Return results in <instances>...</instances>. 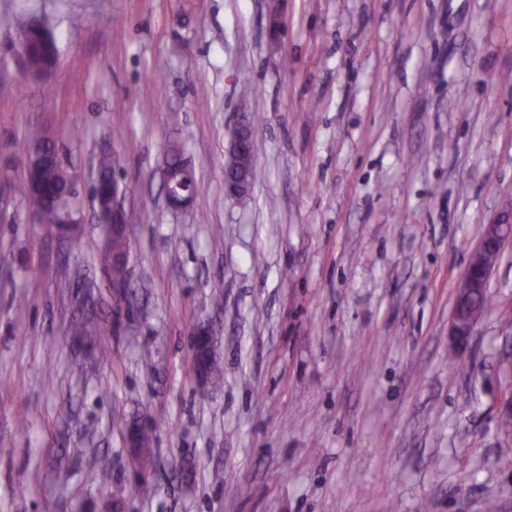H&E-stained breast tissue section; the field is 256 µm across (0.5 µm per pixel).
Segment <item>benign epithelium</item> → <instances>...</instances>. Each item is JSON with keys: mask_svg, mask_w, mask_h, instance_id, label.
Listing matches in <instances>:
<instances>
[{"mask_svg": "<svg viewBox=\"0 0 512 512\" xmlns=\"http://www.w3.org/2000/svg\"><path fill=\"white\" fill-rule=\"evenodd\" d=\"M253 130L242 122L231 127L230 139L224 160V196L239 199L248 194L250 187L230 165L244 150L253 148ZM163 190L167 201L174 207L189 204L195 191L186 187L181 173L169 166L162 172ZM101 224H112L130 236V225L124 206V195L117 178H112V206H96ZM512 240V200L508 201L488 224L484 225L477 245L470 254L468 266L456 288L455 303L448 328V340L452 348H467L475 326L482 320L487 307L482 297L488 290L490 275L495 267L494 255H499L506 242ZM193 361L198 375L209 378L210 362L215 353L214 334L211 327H197L191 332ZM127 443L132 456L140 460L138 478L146 480L150 449L142 447L135 436H128Z\"/></svg>", "mask_w": 512, "mask_h": 512, "instance_id": "7a95c632", "label": "benign epithelium"}]
</instances>
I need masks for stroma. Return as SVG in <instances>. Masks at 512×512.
<instances>
[{"mask_svg":"<svg viewBox=\"0 0 512 512\" xmlns=\"http://www.w3.org/2000/svg\"><path fill=\"white\" fill-rule=\"evenodd\" d=\"M28 9L59 47L36 81ZM242 116L260 175L231 200ZM44 131L78 181L70 240L12 191ZM174 145L200 184L181 210ZM104 150L122 289L97 262ZM510 200L512 0H0V512H512V242L448 353L457 283ZM200 325L217 384L194 372ZM130 420L154 428L146 497ZM253 130L245 123L237 122L231 127L230 139L224 160V196L228 199H239L248 194L251 187L243 180L234 169L235 165H229L230 160L237 157L245 150H253ZM113 170L114 166L111 157L103 156L99 161V176L97 174L96 180L94 181V183L97 182L100 177L99 183L96 189L92 191V193L98 196L102 201H106L112 194V206L110 207L100 206L97 201H94L96 204L97 217L101 224L112 223L116 228L120 226L127 240V250L122 256L118 257L119 266L112 265V244L109 248L106 247L100 254L101 265L112 269V280L114 276L122 274L120 266L124 268L127 266L129 254L128 240L130 242V223L124 206V195L118 179L114 176L112 178ZM113 225L112 235L114 231ZM162 184L166 199L173 207L189 204L196 194L193 189L186 188L180 170H174L167 164L163 168Z\"/></svg>","mask_w":512,"mask_h":512,"instance_id":"stroma-1","label":"stroma"}]
</instances>
